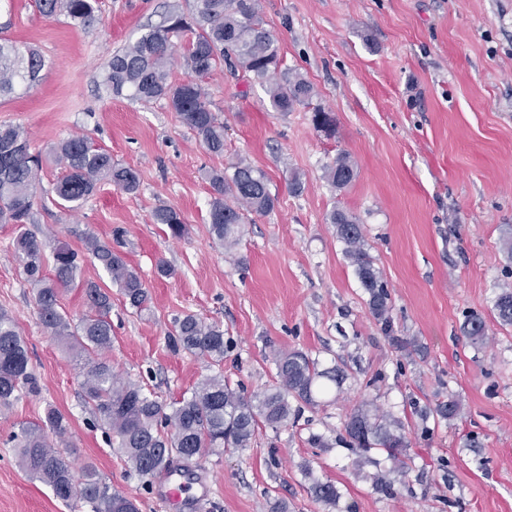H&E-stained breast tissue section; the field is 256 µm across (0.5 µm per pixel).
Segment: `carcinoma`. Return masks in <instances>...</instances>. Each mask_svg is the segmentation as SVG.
<instances>
[{
  "label": "carcinoma",
  "instance_id": "1",
  "mask_svg": "<svg viewBox=\"0 0 512 512\" xmlns=\"http://www.w3.org/2000/svg\"><path fill=\"white\" fill-rule=\"evenodd\" d=\"M36 6L45 16L63 12L73 25L86 28L94 20L97 0H36ZM180 32L192 34L184 58L196 78L175 82L171 80L170 37ZM279 51L278 40L266 28L259 0H196L188 17L173 4L158 24L146 28L112 55L103 85L114 97L144 105L168 100L205 149L221 155L224 122L210 109L202 79L218 67L232 75L242 70L266 88L274 111L290 112L307 104L314 89L301 74L280 71ZM44 66L45 59L38 51H22L12 41L0 38V96L26 93ZM55 156L66 174L54 184L53 193L67 208H81L102 180L126 193L138 190L140 178L135 169L114 161L107 150L82 136L60 142ZM42 167V156L30 151L24 128L1 124L0 223L14 226L12 254L33 286L41 324L73 359L84 362L85 403L96 420L112 431L125 462L145 484L175 471L178 461L187 464L206 453L221 455L249 447L260 427L288 425L293 414L291 402L314 406L316 391L340 385L342 376L336 368L322 369L318 360L300 351L277 354L275 384L249 397L231 388L224 376L212 375L202 379L189 395L166 404L141 385L121 377L105 358L112 349L111 294L98 283L85 281L89 311L75 321L61 312L60 292L80 277L87 260L108 274L126 304L137 313L149 308V290L123 254L90 234L83 235V254L64 241H54L53 274L44 273V244L28 229L33 223L34 193ZM231 169L230 174L215 171L210 175L208 214L210 237L229 251L239 244L246 215L267 214L277 203L263 171L243 160ZM355 175L354 164L343 154L326 168L328 180L339 190ZM152 219L167 226L174 238L185 233L181 213L171 206L157 207ZM328 221L368 294L371 314L383 330H391V295L365 249L363 225L356 216L336 207ZM494 307L500 324L512 325V291H502ZM462 330L468 339L479 341L486 336L487 325L483 317L471 313L465 317ZM168 342L175 350L201 355L216 364L224 361V353L232 344L231 338L224 337L221 324L195 314L174 319ZM37 391L28 345L10 313L0 309V407L9 408ZM68 428V418L52 405L45 409L40 423L21 425L10 437L19 466L65 503H87L92 512H138L134 501L112 489L94 466H85L76 474L65 451L49 443L48 434L63 441ZM343 430L349 446L363 451L379 449L395 459L405 447L395 423L369 408L351 413ZM311 492L319 502L336 504L337 492L331 483L315 480Z\"/></svg>",
  "mask_w": 512,
  "mask_h": 512
}]
</instances>
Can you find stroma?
<instances>
[{
	"label": "stroma",
	"mask_w": 512,
	"mask_h": 512,
	"mask_svg": "<svg viewBox=\"0 0 512 512\" xmlns=\"http://www.w3.org/2000/svg\"><path fill=\"white\" fill-rule=\"evenodd\" d=\"M169 0H99L88 28L42 16L34 0H0V38L38 49L46 64L24 95L0 99V124L24 127L44 164L31 229L38 240L69 241L71 229L122 247L152 302L135 314L109 276L85 263L81 277L112 295V365L124 378L172 402L203 378L223 374L252 395L269 388L273 357L302 351L345 375L341 389L301 406L294 423L263 428L251 447L206 455L179 468L200 501L193 512H512V326L494 302L512 288L504 242L512 234V0H261L280 45L281 68L314 87L308 105L277 112L264 87L225 69L204 80L224 123V153L206 151L167 101L142 105L106 93L112 53L157 23ZM334 133L318 130L315 110ZM87 136L134 168L129 194L100 183L78 211L45 191L63 174L56 146ZM348 154L356 170L344 190L325 168ZM245 160L262 170L275 209L249 215L228 251L209 236L206 172ZM302 189L292 192L290 179ZM178 210L182 238L152 221L159 205ZM354 214L391 295L392 333L372 316L354 266L328 222ZM13 227L0 224V308L26 340L40 391L0 409V512H91L65 503L19 467L8 438L39 422L46 405L67 415L66 457L90 464L139 512H176L105 439L84 401L83 369L42 326L31 286L14 261ZM172 268L158 275V264ZM223 325L232 340L221 364L166 343L175 317ZM488 334L472 342L467 314ZM457 400L451 420L437 404ZM379 408L402 424L397 468L386 452L341 441L349 414ZM385 476L391 493L374 486ZM335 485V506L308 488Z\"/></svg>",
	"instance_id": "obj_1"
}]
</instances>
